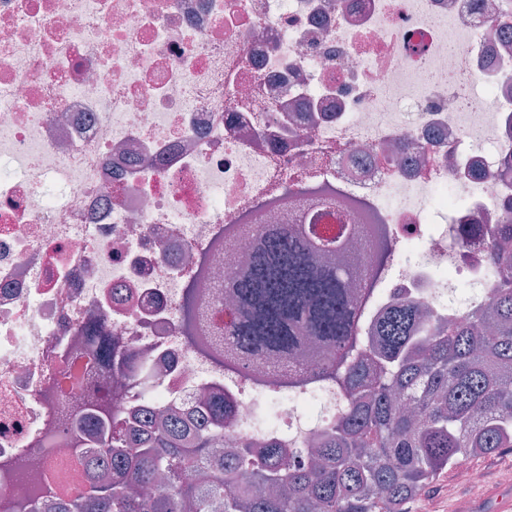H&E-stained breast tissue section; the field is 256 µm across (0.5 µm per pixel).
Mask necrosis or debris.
<instances>
[{"instance_id": "necrosis-or-debris-1", "label": "necrosis or debris", "mask_w": 512, "mask_h": 512, "mask_svg": "<svg viewBox=\"0 0 512 512\" xmlns=\"http://www.w3.org/2000/svg\"><path fill=\"white\" fill-rule=\"evenodd\" d=\"M512 16L479 0H0V458L50 418L59 352L90 313L145 359L142 392L115 358L112 405L143 423L232 409L225 447L302 448L346 399L288 389L265 358L242 370L193 348L182 303L228 311L226 285L260 228L297 223L301 189L371 212L401 261L362 237L315 263L371 272V329L410 299L431 326L486 302L493 225L512 219Z\"/></svg>"}]
</instances>
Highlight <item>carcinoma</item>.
I'll return each instance as SVG.
<instances>
[{
	"mask_svg": "<svg viewBox=\"0 0 512 512\" xmlns=\"http://www.w3.org/2000/svg\"><path fill=\"white\" fill-rule=\"evenodd\" d=\"M363 236L387 255L385 225L368 215ZM354 231L333 238L313 224H279L261 236L250 263L230 283L237 306L224 322V361L246 368L251 359L277 355L293 384L304 373L292 362L301 342L326 349L324 373L347 399L343 413L312 449L246 442L228 458L213 448L224 440L227 404L212 396L210 424L175 416L145 427L119 419L106 373L112 359L137 354L84 325L74 347L61 355L71 385L104 387L64 398L51 384L44 400L54 429L42 448L65 440L86 478L64 492L45 483L11 499L7 485L27 468L23 458L0 460V502L7 512H38L53 497L57 512H403L440 472L467 457L512 451V222L495 227L487 256L496 288L483 305L420 336L419 305L403 300L373 325L377 341L368 358L354 355L362 339L353 291L362 279L351 267H318L313 251L343 248ZM198 302L185 301L189 340L197 348L215 337L196 334ZM94 449L88 455L85 449Z\"/></svg>",
	"mask_w": 512,
	"mask_h": 512,
	"instance_id": "carcinoma-1",
	"label": "carcinoma"
}]
</instances>
